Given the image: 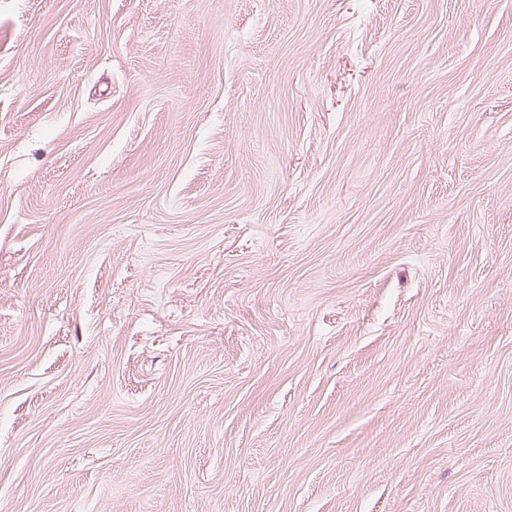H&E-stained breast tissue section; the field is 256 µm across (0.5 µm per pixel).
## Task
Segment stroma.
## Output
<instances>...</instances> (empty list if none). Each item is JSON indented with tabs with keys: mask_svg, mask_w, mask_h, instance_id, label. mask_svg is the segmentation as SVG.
<instances>
[{
	"mask_svg": "<svg viewBox=\"0 0 512 512\" xmlns=\"http://www.w3.org/2000/svg\"><path fill=\"white\" fill-rule=\"evenodd\" d=\"M5 512H512V0H0Z\"/></svg>",
	"mask_w": 512,
	"mask_h": 512,
	"instance_id": "stroma-1",
	"label": "stroma"
}]
</instances>
